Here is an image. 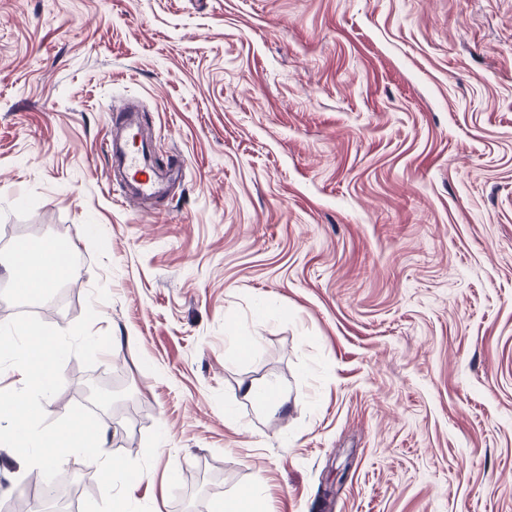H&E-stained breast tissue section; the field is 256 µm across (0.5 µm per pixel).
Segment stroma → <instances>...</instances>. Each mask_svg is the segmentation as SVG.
I'll use <instances>...</instances> for the list:
<instances>
[{
    "label": "stroma",
    "instance_id": "obj_1",
    "mask_svg": "<svg viewBox=\"0 0 512 512\" xmlns=\"http://www.w3.org/2000/svg\"><path fill=\"white\" fill-rule=\"evenodd\" d=\"M125 99L160 198L106 176ZM48 238L76 276L16 292ZM98 285L113 347L43 407L162 429L134 504L512 512V0H0V324ZM37 480L0 447V505ZM259 512L255 492L251 488H243L238 494L230 499L225 500L224 504L219 506L217 512Z\"/></svg>",
    "mask_w": 512,
    "mask_h": 512
}]
</instances>
